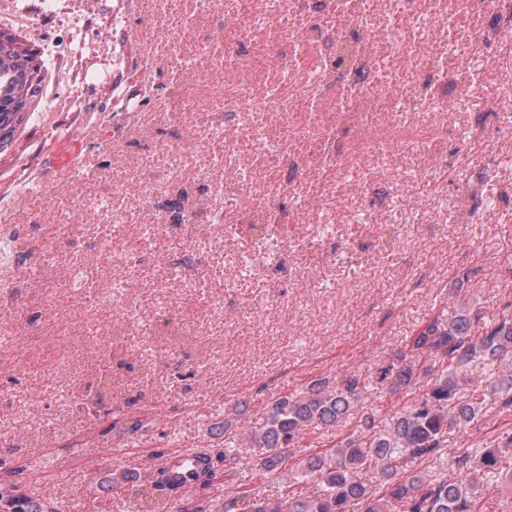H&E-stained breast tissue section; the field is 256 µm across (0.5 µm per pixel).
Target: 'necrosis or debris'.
<instances>
[{
    "mask_svg": "<svg viewBox=\"0 0 512 512\" xmlns=\"http://www.w3.org/2000/svg\"><path fill=\"white\" fill-rule=\"evenodd\" d=\"M224 32V64L212 88L223 111H205L203 99L177 91L180 135L151 147L167 159L162 178L127 165L123 156L113 158L124 169L112 183L113 197L132 195L157 208L153 222L139 225L136 245L119 252L106 239L53 266V236H41L36 224H1V289L15 287L19 274H27L38 290L36 306L46 307L57 288L72 284L75 271L89 263L110 269L113 280L130 287L140 279L145 249L158 238L180 236L200 249L221 244L211 219L227 207L256 224L274 207L291 224L333 223V192L301 197L272 189L255 196L239 194L237 187L270 173L291 182L324 169L335 171L337 182L355 177L371 190L391 175L399 153L429 152L447 141L466 150L470 137L457 134L454 118L488 69L501 74L493 112H512V69L504 62L512 51V0H386L382 10L377 0H263L259 10L252 0H224ZM273 33L291 48L280 63L291 91L274 86L259 98L243 73L251 65L250 46ZM389 58L400 61L402 72L388 78ZM302 107L310 111L303 123ZM419 111L437 117L422 137L382 118ZM236 131L265 143L263 166L241 155ZM210 137L223 138L222 152L209 151ZM296 140L309 142L313 154L293 153L289 145Z\"/></svg>",
    "mask_w": 512,
    "mask_h": 512,
    "instance_id": "4bbe7bcc",
    "label": "necrosis or debris"
}]
</instances>
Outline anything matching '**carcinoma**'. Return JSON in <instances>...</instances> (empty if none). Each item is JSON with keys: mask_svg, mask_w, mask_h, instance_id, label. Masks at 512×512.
<instances>
[{"mask_svg": "<svg viewBox=\"0 0 512 512\" xmlns=\"http://www.w3.org/2000/svg\"><path fill=\"white\" fill-rule=\"evenodd\" d=\"M18 50L0 48V114L26 112L37 93L34 84L14 79ZM266 223L250 230L259 248L271 246L268 224L281 215L270 212ZM424 359L436 367L433 378L418 393L416 362ZM480 370L478 378L468 374ZM469 380V387L462 381ZM381 390L406 398L402 407L387 414L363 410L369 386L360 375L345 372L334 381L318 378L271 402L262 422L241 424L233 420L216 426L224 436V460L237 459L239 448L259 449L256 467L273 479L287 472L310 482L305 496L228 492L217 512H482L485 495L512 499V437L475 443L457 458L456 475H448L443 456L448 436L483 417L488 408L512 411V303L484 321L482 313L461 303L424 323L406 344L397 362L382 368ZM351 431L325 451L296 457L294 449L316 431ZM438 463L433 472L419 465ZM213 458L198 465L197 486L216 478ZM180 479L158 470L154 490L172 488L169 495L183 496ZM134 483L127 473L106 476L107 492H121ZM0 512H48L43 499L17 485L0 484Z\"/></svg>", "mask_w": 512, "mask_h": 512, "instance_id": "1", "label": "carcinoma"}]
</instances>
